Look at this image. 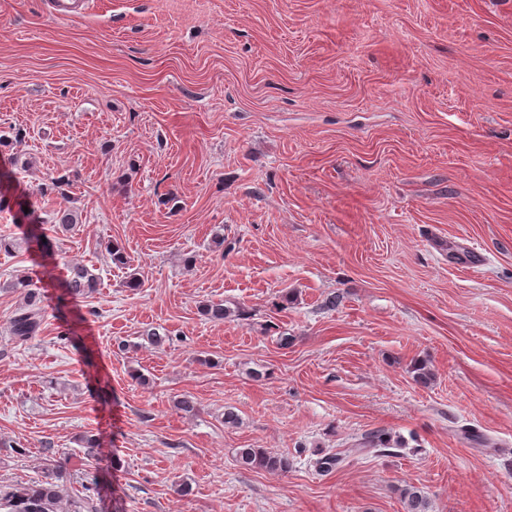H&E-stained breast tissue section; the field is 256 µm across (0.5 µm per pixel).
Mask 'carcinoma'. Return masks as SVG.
<instances>
[{
  "label": "carcinoma",
  "mask_w": 512,
  "mask_h": 512,
  "mask_svg": "<svg viewBox=\"0 0 512 512\" xmlns=\"http://www.w3.org/2000/svg\"><path fill=\"white\" fill-rule=\"evenodd\" d=\"M77 224L73 211L64 208L56 213L55 232L70 231ZM26 243L28 247L40 252L43 263L44 288H60L63 297H78L93 293L98 285V278L82 265H72L67 268L66 275L55 273L51 263V245L46 241L47 234L43 225L29 219L25 225ZM22 288L29 289L28 299L13 316L10 322V334L17 341H25L34 336L40 329L43 320L40 297L37 292L30 291L33 282L21 279L17 282ZM202 313L211 321L222 322L233 315V311L222 303L206 304ZM355 450H373L379 456L396 454L394 443L382 429L370 430L354 444ZM238 460L247 469H265L272 472H286L290 466L288 455L271 454L261 448H241L237 452ZM346 459L340 450L329 451L315 460V468L321 474L327 475L341 468ZM54 470H47L44 479L27 486H19L8 491L0 489V509L5 512H55L60 503L61 490L56 482ZM405 512H430L427 498L420 490L411 488L404 493Z\"/></svg>",
  "instance_id": "carcinoma-1"
}]
</instances>
